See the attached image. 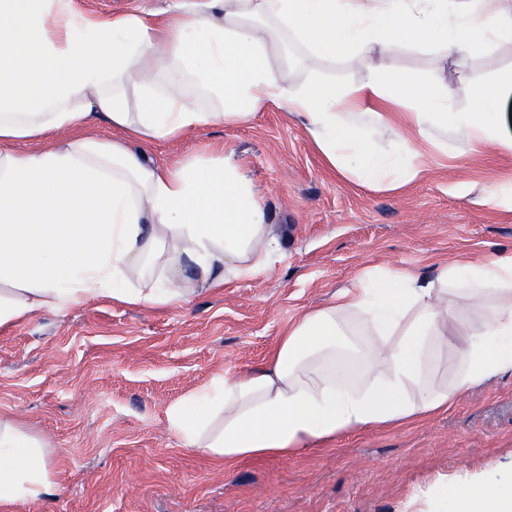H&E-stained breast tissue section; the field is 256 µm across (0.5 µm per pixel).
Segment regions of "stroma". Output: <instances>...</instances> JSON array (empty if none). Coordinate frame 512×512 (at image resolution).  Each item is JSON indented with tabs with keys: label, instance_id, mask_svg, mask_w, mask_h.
Listing matches in <instances>:
<instances>
[{
	"label": "stroma",
	"instance_id": "35a3bbf8",
	"mask_svg": "<svg viewBox=\"0 0 512 512\" xmlns=\"http://www.w3.org/2000/svg\"><path fill=\"white\" fill-rule=\"evenodd\" d=\"M512 69L502 46L449 66L453 103ZM223 152L264 205L285 257L262 277L180 308L93 301L0 329V418L48 446L59 486L0 512H424L439 486L512 471V374L430 420L336 437L287 459L224 470L182 448L169 407L218 373L260 366L282 327L373 267L430 270L512 251V211L480 189L512 180V155L475 144L433 155L429 174L372 190L330 168L285 113L157 144L174 165Z\"/></svg>",
	"mask_w": 512,
	"mask_h": 512
}]
</instances>
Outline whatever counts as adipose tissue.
I'll list each match as a JSON object with an SVG mask.
<instances>
[{"label":"adipose tissue","mask_w":512,"mask_h":512,"mask_svg":"<svg viewBox=\"0 0 512 512\" xmlns=\"http://www.w3.org/2000/svg\"><path fill=\"white\" fill-rule=\"evenodd\" d=\"M503 45L512 0H175L108 17L73 0H0V329L92 300L180 307L282 260L237 165L220 155L160 165L155 143L281 111L332 169L372 189L423 178L436 130L512 153L500 115L512 69L472 85L467 109L450 103L446 73ZM411 48L433 57L424 82L387 62ZM358 57L359 79L325 75ZM390 122L409 133L384 150L370 127ZM103 124L123 139L94 136ZM70 128L87 134L60 138ZM452 295L490 315L460 327L447 375ZM507 373L512 252L432 273L374 268L289 323L261 368L215 375L167 419L182 447L229 470L419 423ZM46 451L0 421V502L51 495ZM445 508L512 512V479L451 487Z\"/></svg>","instance_id":"obj_1"}]
</instances>
